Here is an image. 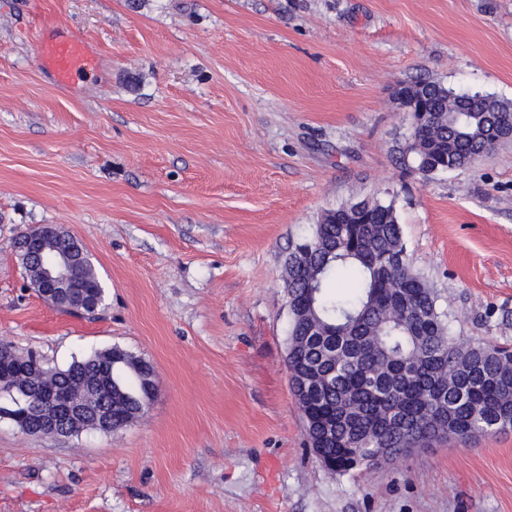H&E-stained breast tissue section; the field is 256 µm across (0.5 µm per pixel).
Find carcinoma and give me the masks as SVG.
<instances>
[{"instance_id":"carcinoma-1","label":"carcinoma","mask_w":512,"mask_h":512,"mask_svg":"<svg viewBox=\"0 0 512 512\" xmlns=\"http://www.w3.org/2000/svg\"><path fill=\"white\" fill-rule=\"evenodd\" d=\"M427 114L403 148L424 175L470 166L495 147L490 130L512 123V102L469 96L422 80L405 86ZM367 223L343 205L326 212L285 261L287 366L311 447L344 474L445 436L466 442L512 431V349L455 331L426 278L406 257L392 204L362 201ZM75 278L102 311L106 292L91 262ZM31 364L0 347V380L24 382ZM43 386L112 402L113 423L138 417L153 365L122 348L75 358Z\"/></svg>"}]
</instances>
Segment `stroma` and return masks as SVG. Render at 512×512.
<instances>
[{
    "mask_svg": "<svg viewBox=\"0 0 512 512\" xmlns=\"http://www.w3.org/2000/svg\"><path fill=\"white\" fill-rule=\"evenodd\" d=\"M73 33L95 68L62 85L40 45ZM420 79L512 101V0H0V340L60 368L118 346L157 382L107 433L0 418V512H512V431L335 475L290 388L285 259L362 198L457 334L512 344V141L412 172ZM37 224L85 247L96 318L30 287ZM75 278L84 290V293L92 298L94 303L98 306L94 315L87 318L96 317L105 306L106 292L89 258L87 259L85 266L77 268L75 271Z\"/></svg>",
    "mask_w": 512,
    "mask_h": 512,
    "instance_id": "35a3bbf8",
    "label": "stroma"
}]
</instances>
